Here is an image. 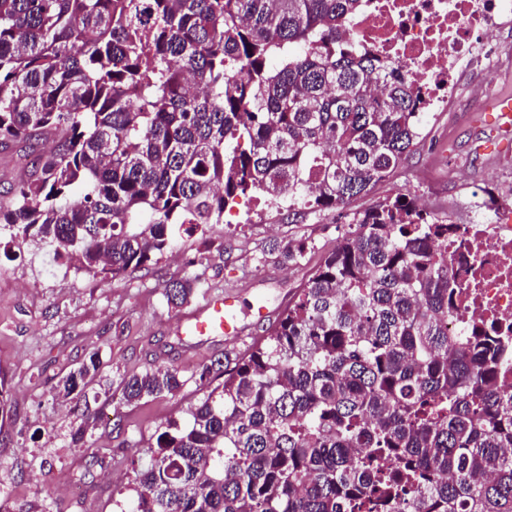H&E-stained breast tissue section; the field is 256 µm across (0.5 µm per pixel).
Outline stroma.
Listing matches in <instances>:
<instances>
[{
	"label": "stroma",
	"mask_w": 512,
	"mask_h": 512,
	"mask_svg": "<svg viewBox=\"0 0 512 512\" xmlns=\"http://www.w3.org/2000/svg\"><path fill=\"white\" fill-rule=\"evenodd\" d=\"M457 98L445 112L423 115L414 147L391 176L354 198L345 215L306 212L290 218L263 196L239 199L224 221L205 233L177 232L171 253L125 279L104 283L55 261L28 243L0 256V382L8 393L0 420V512H118L116 488L132 468L147 464L156 436L204 396L196 373L221 354L237 360L276 324L282 311L346 230L350 215L405 191L432 197L456 224L471 223L478 202L512 204V145L484 152L493 95H512V77L458 65ZM306 243L300 262L282 264L272 240ZM188 276L197 293L170 308L164 287ZM247 290L267 307L265 318L245 317L244 340L181 336L185 320L214 294ZM100 359L101 384L150 367L177 368L185 383L173 397L137 405L85 396L61 399L59 380ZM93 426L84 441L72 434L84 414Z\"/></svg>",
	"instance_id": "stroma-1"
}]
</instances>
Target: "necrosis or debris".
Masks as SVG:
<instances>
[{"mask_svg": "<svg viewBox=\"0 0 512 512\" xmlns=\"http://www.w3.org/2000/svg\"><path fill=\"white\" fill-rule=\"evenodd\" d=\"M512 15V0H364L348 22L349 42L409 80L427 111L445 110L460 62L488 73L511 67L512 55L478 49L496 19ZM489 221L457 225L448 240V277L454 286L450 333L492 326L512 347V209L489 207Z\"/></svg>", "mask_w": 512, "mask_h": 512, "instance_id": "1", "label": "necrosis or debris"}]
</instances>
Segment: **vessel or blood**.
I'll list each match as a JSON object with an SVG mask.
<instances>
[{"label": "vessel or blood", "instance_id": "vessel-or-blood-1", "mask_svg": "<svg viewBox=\"0 0 512 512\" xmlns=\"http://www.w3.org/2000/svg\"><path fill=\"white\" fill-rule=\"evenodd\" d=\"M498 140H512V96L496 97L487 115ZM266 306L261 300L247 301L236 291L228 290L212 296L203 310L190 316L187 331L194 336H224L226 341L240 339L244 314L264 317Z\"/></svg>", "mask_w": 512, "mask_h": 512}]
</instances>
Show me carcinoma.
I'll return each instance as SVG.
<instances>
[{"label":"carcinoma","mask_w":512,"mask_h":512,"mask_svg":"<svg viewBox=\"0 0 512 512\" xmlns=\"http://www.w3.org/2000/svg\"><path fill=\"white\" fill-rule=\"evenodd\" d=\"M361 7L0 0V147L41 146L0 201L3 253L36 241L112 282L249 193L294 216L344 210L422 116L406 78L343 42ZM452 228L401 192L355 215L263 342L201 370L209 391L158 435L120 512H512L508 355L477 329L448 335ZM195 291L175 278L164 296ZM98 370L94 354L59 392ZM183 385L159 366L119 390L130 404Z\"/></svg>","instance_id":"obj_1"}]
</instances>
